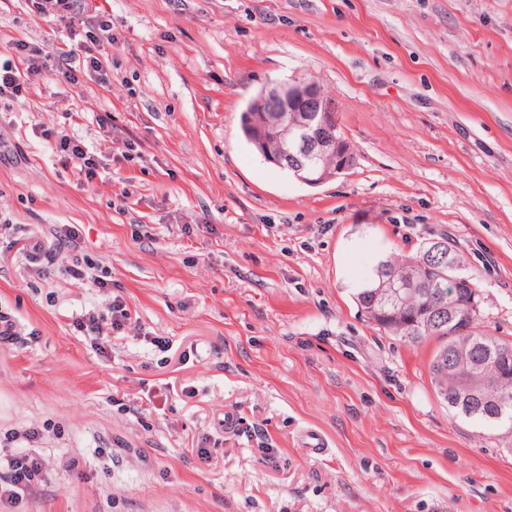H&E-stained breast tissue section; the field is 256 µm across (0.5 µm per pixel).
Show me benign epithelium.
Here are the masks:
<instances>
[{
  "label": "benign epithelium",
  "instance_id": "obj_1",
  "mask_svg": "<svg viewBox=\"0 0 512 512\" xmlns=\"http://www.w3.org/2000/svg\"><path fill=\"white\" fill-rule=\"evenodd\" d=\"M252 111L269 113L270 132L261 146L265 160L288 168L299 182L319 186L354 166L352 148L329 135L335 102L314 79L299 75L264 86ZM330 154L336 155L334 170L325 165Z\"/></svg>",
  "mask_w": 512,
  "mask_h": 512
}]
</instances>
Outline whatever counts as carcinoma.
<instances>
[{
    "label": "carcinoma",
    "instance_id": "1",
    "mask_svg": "<svg viewBox=\"0 0 512 512\" xmlns=\"http://www.w3.org/2000/svg\"><path fill=\"white\" fill-rule=\"evenodd\" d=\"M240 129L252 146L266 134L264 114L242 112ZM436 241L414 255L390 252L377 263L374 276L356 289L354 298L363 315L385 333L409 343L429 337L443 340L429 369L438 396L456 415L486 426L509 424L512 432V364L499 357L512 355V344L479 329L480 288L475 278L448 294V277L464 267L451 247L448 267L443 255L430 257ZM417 287L396 296L394 290L410 275Z\"/></svg>",
    "mask_w": 512,
    "mask_h": 512
}]
</instances>
